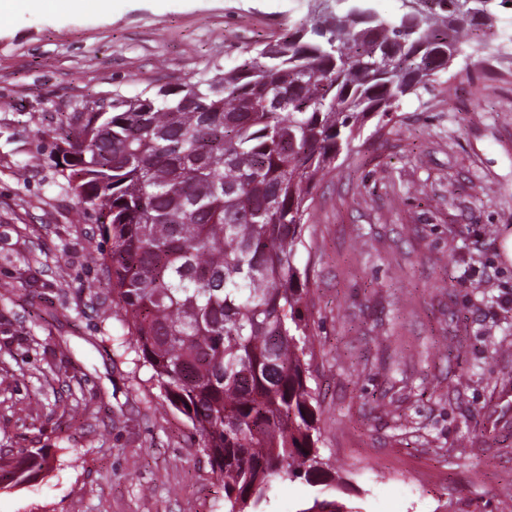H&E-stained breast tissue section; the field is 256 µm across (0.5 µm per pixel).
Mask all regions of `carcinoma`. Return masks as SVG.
Segmentation results:
<instances>
[{"instance_id": "carcinoma-1", "label": "carcinoma", "mask_w": 512, "mask_h": 512, "mask_svg": "<svg viewBox=\"0 0 512 512\" xmlns=\"http://www.w3.org/2000/svg\"><path fill=\"white\" fill-rule=\"evenodd\" d=\"M507 9L512 0H496L465 16L458 0H433L408 34L372 12L313 11L220 75L117 96L60 126L78 159L58 176L102 227L108 248L96 261L128 342L162 407L200 437L224 512H266L287 479L308 486L321 512H349L319 453L309 386L298 254L314 193L370 120L385 123L448 72ZM46 461L42 448L0 456V477L28 482Z\"/></svg>"}]
</instances>
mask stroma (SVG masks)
Here are the masks:
<instances>
[{
	"instance_id": "1",
	"label": "stroma",
	"mask_w": 512,
	"mask_h": 512,
	"mask_svg": "<svg viewBox=\"0 0 512 512\" xmlns=\"http://www.w3.org/2000/svg\"><path fill=\"white\" fill-rule=\"evenodd\" d=\"M312 0L0 14V449L48 452L0 512H224L149 367L118 345L98 224L47 160L59 118L236 66ZM315 191L309 385L357 512H512V14ZM43 153L40 165L29 157Z\"/></svg>"
}]
</instances>
